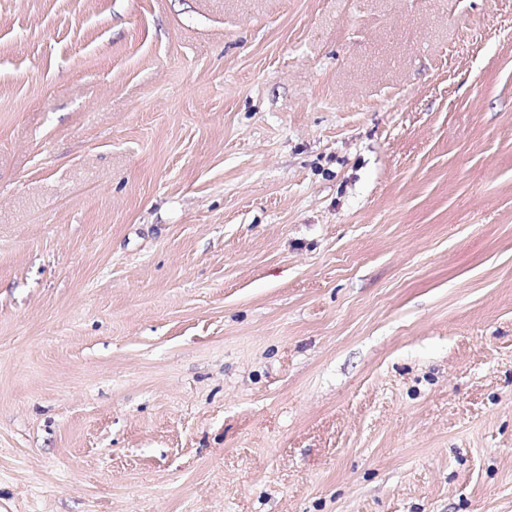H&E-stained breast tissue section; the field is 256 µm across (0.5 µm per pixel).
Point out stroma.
<instances>
[{
    "label": "stroma",
    "instance_id": "1",
    "mask_svg": "<svg viewBox=\"0 0 512 512\" xmlns=\"http://www.w3.org/2000/svg\"><path fill=\"white\" fill-rule=\"evenodd\" d=\"M0 512H512V0H0Z\"/></svg>",
    "mask_w": 512,
    "mask_h": 512
}]
</instances>
